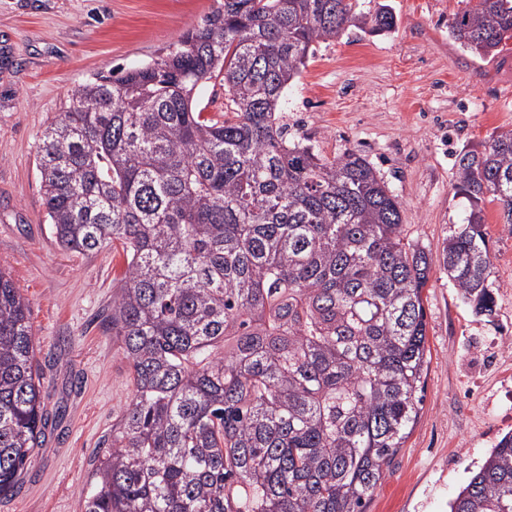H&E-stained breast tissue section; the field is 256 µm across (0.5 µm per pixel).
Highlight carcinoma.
Listing matches in <instances>:
<instances>
[{"instance_id": "cac0c4a2", "label": "carcinoma", "mask_w": 512, "mask_h": 512, "mask_svg": "<svg viewBox=\"0 0 512 512\" xmlns=\"http://www.w3.org/2000/svg\"><path fill=\"white\" fill-rule=\"evenodd\" d=\"M357 0H224L121 75L68 94L38 159L57 245H118L108 322L132 395L84 512H364L421 410L430 262L401 203L355 149L325 161L288 137L283 94L313 44L390 32ZM512 0H469L449 36L504 50ZM224 82L218 121L196 103ZM467 224L442 249L462 299L490 312L484 202L512 231V129L458 154ZM48 426L28 302L0 270V497ZM450 512H512V433Z\"/></svg>"}]
</instances>
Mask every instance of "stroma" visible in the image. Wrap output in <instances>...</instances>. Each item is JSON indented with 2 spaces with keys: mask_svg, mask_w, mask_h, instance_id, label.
<instances>
[{
  "mask_svg": "<svg viewBox=\"0 0 512 512\" xmlns=\"http://www.w3.org/2000/svg\"><path fill=\"white\" fill-rule=\"evenodd\" d=\"M224 0H0V270L29 302L44 409L53 419L0 512H83L99 450L131 395L107 311L121 249H61L37 171L43 133L93 73L155 58ZM396 18L382 35L352 26L316 46L285 94L292 135L326 159L360 150L402 203L406 241L434 262L424 290L423 402L365 512H448L485 457L512 432V229L484 208L491 311L465 302L438 260L470 211L456 153L512 128V41L494 60L448 36L466 0H359Z\"/></svg>",
  "mask_w": 512,
  "mask_h": 512,
  "instance_id": "1",
  "label": "stroma"
}]
</instances>
